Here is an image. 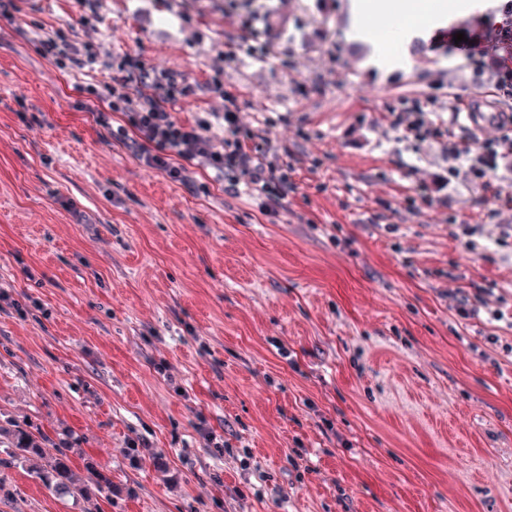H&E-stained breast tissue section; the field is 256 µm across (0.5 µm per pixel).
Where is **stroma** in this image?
Masks as SVG:
<instances>
[{
	"label": "stroma",
	"mask_w": 512,
	"mask_h": 512,
	"mask_svg": "<svg viewBox=\"0 0 512 512\" xmlns=\"http://www.w3.org/2000/svg\"><path fill=\"white\" fill-rule=\"evenodd\" d=\"M254 2L101 0L94 30L84 0L0 16V421L112 481L60 498L2 465L0 512H512V328L488 319L512 312V210L448 181L446 137L391 124L443 122L453 93L494 140L512 103L480 97L436 28L376 66L347 0H267L286 30L253 57ZM36 24L182 75L179 119L235 100L291 172L287 210L145 169ZM426 112L397 113L392 120L393 126L402 131L406 138L424 140L428 135L439 133L438 127H433V122L428 119Z\"/></svg>",
	"instance_id": "stroma-1"
}]
</instances>
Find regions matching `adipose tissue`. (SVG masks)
I'll use <instances>...</instances> for the list:
<instances>
[{
    "instance_id": "obj_1",
    "label": "adipose tissue",
    "mask_w": 512,
    "mask_h": 512,
    "mask_svg": "<svg viewBox=\"0 0 512 512\" xmlns=\"http://www.w3.org/2000/svg\"><path fill=\"white\" fill-rule=\"evenodd\" d=\"M456 8V0H348V36L351 40L370 44L372 54L379 63L394 67L398 64L397 59L386 54L379 43L373 42L370 37L374 20H403L402 38L409 42Z\"/></svg>"
}]
</instances>
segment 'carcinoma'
Returning <instances> with one entry per match:
<instances>
[{
  "mask_svg": "<svg viewBox=\"0 0 512 512\" xmlns=\"http://www.w3.org/2000/svg\"><path fill=\"white\" fill-rule=\"evenodd\" d=\"M0 444L10 449L9 458L0 459V464H20L39 478L46 488L59 497L80 495L87 497L92 488L109 483L101 472H94L86 481H79L71 467L67 448H49L41 436L35 435L26 425H13L0 429Z\"/></svg>",
  "mask_w": 512,
  "mask_h": 512,
  "instance_id": "carcinoma-1",
  "label": "carcinoma"
}]
</instances>
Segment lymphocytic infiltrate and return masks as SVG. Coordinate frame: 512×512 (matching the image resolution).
Instances as JSON below:
<instances>
[{
	"instance_id": "lymphocytic-infiltrate-1",
	"label": "lymphocytic infiltrate",
	"mask_w": 512,
	"mask_h": 512,
	"mask_svg": "<svg viewBox=\"0 0 512 512\" xmlns=\"http://www.w3.org/2000/svg\"><path fill=\"white\" fill-rule=\"evenodd\" d=\"M32 41L39 55L58 68L90 74L108 70L112 80L102 88L87 85L88 94H99L107 109L98 111L97 122L109 126L111 113L122 123L115 134L147 169L171 181L190 184L195 171L210 172L225 192L247 197L264 216L278 217L288 205L296 184L287 170L276 166L266 153L241 139L239 110L226 105L220 112H201L192 120L177 119L170 103L187 97L190 88L177 76L148 68L136 55L126 53L109 61L91 45L71 42L63 29L35 26ZM512 28L498 27L483 42L481 51L498 56L488 72L474 71L471 83L496 99H512ZM448 176L464 177L497 205L512 209V134L498 142L472 149L466 141L449 140Z\"/></svg>"
}]
</instances>
